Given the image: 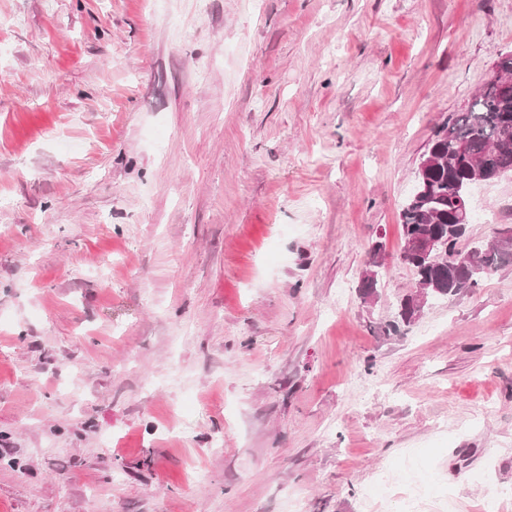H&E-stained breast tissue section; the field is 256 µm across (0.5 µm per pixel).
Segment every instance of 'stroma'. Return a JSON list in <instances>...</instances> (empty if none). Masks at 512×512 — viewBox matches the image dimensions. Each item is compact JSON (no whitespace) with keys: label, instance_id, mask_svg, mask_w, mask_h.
I'll return each mask as SVG.
<instances>
[{"label":"stroma","instance_id":"35a3bbf8","mask_svg":"<svg viewBox=\"0 0 512 512\" xmlns=\"http://www.w3.org/2000/svg\"><path fill=\"white\" fill-rule=\"evenodd\" d=\"M511 50L512 0H0V512L512 491V266L391 328L419 159ZM472 206L512 230V178Z\"/></svg>","mask_w":512,"mask_h":512}]
</instances>
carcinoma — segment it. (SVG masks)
<instances>
[{"mask_svg":"<svg viewBox=\"0 0 512 512\" xmlns=\"http://www.w3.org/2000/svg\"><path fill=\"white\" fill-rule=\"evenodd\" d=\"M432 162L425 185L413 190L401 212L403 262L417 271L416 285L431 298L472 291L502 268L512 265V235H494L461 251L462 263H423L412 243L426 230L443 236L452 250L466 235L459 209L470 208L473 171L491 179L512 174V88L487 81L459 112L437 128L420 161Z\"/></svg>","mask_w":512,"mask_h":512,"instance_id":"carcinoma-1","label":"carcinoma"}]
</instances>
